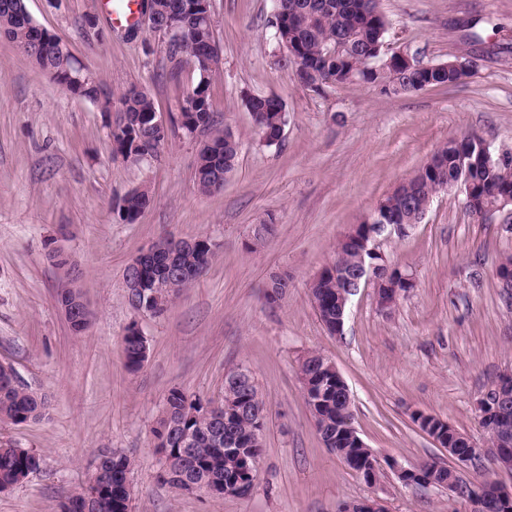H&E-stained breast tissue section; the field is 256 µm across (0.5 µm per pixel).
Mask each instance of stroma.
<instances>
[{
    "label": "stroma",
    "mask_w": 512,
    "mask_h": 512,
    "mask_svg": "<svg viewBox=\"0 0 512 512\" xmlns=\"http://www.w3.org/2000/svg\"><path fill=\"white\" fill-rule=\"evenodd\" d=\"M25 5L106 82L113 100L129 86L146 88L171 133L157 156L114 157L113 115L72 97L0 37V363L49 404L40 419L0 423V445L43 459L40 470L0 492V512H60L106 449L135 462L132 512H337L342 502L372 496L389 512H469L446 489L403 485L392 469L449 459L413 423L418 412L485 441L476 403L512 371V305L494 276L512 255V224L477 219L462 195L437 193L420 224L379 243L388 266L413 273L415 288L389 314L373 286L361 288L340 336L320 321L309 283L333 262L350 226L450 137L474 133L493 151H512V0H380L385 55L405 51L430 64L466 48L477 60L463 83L396 96L363 84L302 87L273 37L271 0H212L219 63L210 96L218 127L231 129L241 152L211 193L194 177L211 133L189 135L178 123L198 79L193 65L170 78L165 40L110 31L99 0ZM94 13L100 22L91 30L84 18ZM470 19L482 42L468 47L461 25ZM252 95L284 103L279 144L266 145L256 131L245 106ZM139 187L152 202L125 223L117 206ZM260 224L272 230L258 240ZM164 236L207 237L217 250L162 315L135 313L125 270ZM53 250L69 258L71 275L52 264ZM274 273L287 274L289 287L270 305L264 295ZM66 284L91 312L79 335L58 304ZM133 322L149 345L135 373L122 341ZM311 351L347 383L354 424L383 471L378 484L323 444L297 373ZM238 367L253 375L266 413L251 496L180 494L158 482L152 430L168 392L221 402L225 377Z\"/></svg>",
    "instance_id": "1"
}]
</instances>
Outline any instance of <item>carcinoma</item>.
Here are the masks:
<instances>
[{"label": "carcinoma", "mask_w": 512, "mask_h": 512, "mask_svg": "<svg viewBox=\"0 0 512 512\" xmlns=\"http://www.w3.org/2000/svg\"><path fill=\"white\" fill-rule=\"evenodd\" d=\"M274 9L279 24L273 26L277 40L284 44L285 61L301 68L307 76V87L342 86L348 84H370L380 88L386 95L410 92L425 85L445 87L454 81L453 74L433 68L431 70H406L392 68L387 71L371 69L370 61L381 57L387 32V20L380 9L379 0H276ZM32 22L25 6V0H0V31L5 33L19 50L30 57L43 71L63 87L71 96L96 105L100 111H112V96L104 82L97 76L84 81L74 79L81 71L79 62L72 55L67 44L51 34L46 42L35 41L27 24ZM187 29L181 42L167 45L171 73L180 69L184 60L194 62L198 80L186 94L196 101L195 112L186 116L181 128L192 132L196 128L209 129L216 120L210 98V80L214 69L195 61L196 42L214 41L212 24L207 19H188ZM121 103L124 115L110 125V140L138 154L154 155L168 139V132L154 128H141L136 120L147 113L156 111L149 91L136 85L130 86ZM255 127L262 131L275 127L284 113L283 102L276 97L254 96L248 104ZM477 136L466 133L448 139V143L437 150L440 157V171L415 172L407 178L393 195L386 198L390 211L411 220L427 204L436 191L440 179L457 178L461 161L470 158V151L477 149ZM210 141L220 146V156H214L212 149H199L195 169L198 189L209 193L224 186V181L236 166L240 143L228 129L215 132ZM472 196H485L491 203L500 196L512 193V163H500L496 157L471 164L468 168ZM152 197L146 188L128 192L118 206L120 219L137 217L151 204ZM210 242L207 237L198 238V249L180 252L175 257L178 268L198 279L207 269L211 258L200 259L203 247ZM360 266V255L351 247L336 246V258L331 267L340 268L351 274ZM288 288V277L274 275L269 290L265 293L268 303L278 302ZM336 277L328 275L309 288V294L319 318L332 322L336 318ZM124 349L127 367L137 371L142 367V344L130 338L125 339ZM323 356L309 352L299 359V375L307 378L316 389H323L324 395L316 417V430L320 437L331 440L336 455L346 458H364L366 451L354 447L343 430L346 407L342 401L343 391L336 376L323 369ZM15 370L10 365L0 364V423L23 424L41 418L47 404L43 397L26 384H14ZM224 387L236 396L234 411L224 410V404L209 411L201 409L191 414L186 409L190 396L179 389H172L167 395L165 408L153 436L160 441L159 447L171 449L172 463L166 476L158 477L161 483L179 491L189 482L224 483L240 476L238 458L226 451L225 443L236 441L244 452L262 456L263 448L250 450L247 445L259 418L265 417L264 408L254 405L250 391L245 384H236L227 377ZM191 437V451L182 455V438ZM42 456L25 448L0 446V485H14L18 478L28 476L40 469ZM104 469L112 473V487L100 494L93 512H131L128 499L118 492L121 484L129 478L134 461L126 455L111 453L103 461Z\"/></svg>", "instance_id": "obj_1"}]
</instances>
